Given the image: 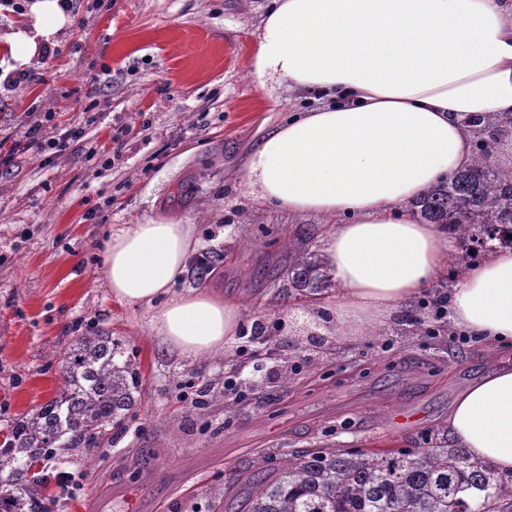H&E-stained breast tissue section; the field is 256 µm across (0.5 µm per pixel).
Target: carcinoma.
<instances>
[{
    "label": "carcinoma",
    "mask_w": 512,
    "mask_h": 512,
    "mask_svg": "<svg viewBox=\"0 0 512 512\" xmlns=\"http://www.w3.org/2000/svg\"><path fill=\"white\" fill-rule=\"evenodd\" d=\"M475 135L472 166L412 202L421 220L448 225L462 244L452 258L456 268L512 247V166L498 165L494 154L512 137V117L491 115ZM332 287L322 254L300 230L283 288L302 296ZM122 354L123 342L109 335L73 338L60 359L55 397L13 422L0 443V512H49L53 496L37 467L70 452L92 459L122 425L139 393L135 362ZM210 495L211 512H224L230 496L241 499L240 512H512V476L448 447L441 424L422 448H310Z\"/></svg>",
    "instance_id": "cac0c4a2"
}]
</instances>
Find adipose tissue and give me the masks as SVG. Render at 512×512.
<instances>
[{
	"label": "adipose tissue",
	"mask_w": 512,
	"mask_h": 512,
	"mask_svg": "<svg viewBox=\"0 0 512 512\" xmlns=\"http://www.w3.org/2000/svg\"><path fill=\"white\" fill-rule=\"evenodd\" d=\"M29 11L8 36L21 67L71 23L61 0ZM252 67L259 84L324 101L264 139L242 182L288 214L327 218L336 296L315 307L324 328L385 325L448 271L447 225L418 223L407 202L471 164L476 120L512 116V0H273ZM191 248L190 225L151 221L114 229L103 257L113 297L150 308L153 333L184 359L231 348L242 323L218 292H173ZM448 319L502 355L449 409L448 445L512 472V248L461 269Z\"/></svg>",
	"instance_id": "obj_1"
}]
</instances>
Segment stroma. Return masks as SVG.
Segmentation results:
<instances>
[{
    "instance_id": "stroma-1",
    "label": "stroma",
    "mask_w": 512,
    "mask_h": 512,
    "mask_svg": "<svg viewBox=\"0 0 512 512\" xmlns=\"http://www.w3.org/2000/svg\"><path fill=\"white\" fill-rule=\"evenodd\" d=\"M271 5L73 0L62 48L0 93V138L42 121L49 137L85 131L63 153L28 152L0 169V435L55 396L76 335L123 340L141 376L136 408L99 458L57 462L72 484L52 512H210L211 489L252 471L261 454L275 467L321 442L417 448L495 366L476 338L434 331L431 301L453 287L450 274L415 301L422 325L411 336L387 326L325 351L299 349L314 301L270 278L296 227L317 234L324 219L260 203L240 178L259 141L317 104L250 76ZM121 126L130 133L116 158ZM152 220L192 226L193 254H208L211 271L189 268L175 289L212 288L240 306L232 352L176 357L153 335L150 309L113 298L102 271L108 234Z\"/></svg>"
}]
</instances>
